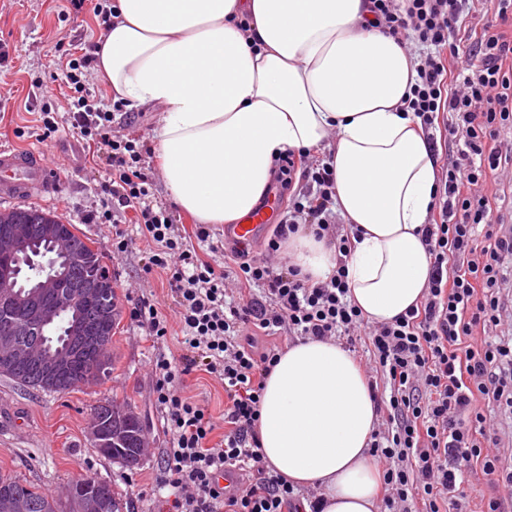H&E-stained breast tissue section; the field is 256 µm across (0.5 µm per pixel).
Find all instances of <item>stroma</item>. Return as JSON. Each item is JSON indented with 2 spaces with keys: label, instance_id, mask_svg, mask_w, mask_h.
I'll list each match as a JSON object with an SVG mask.
<instances>
[{
  "label": "stroma",
  "instance_id": "stroma-1",
  "mask_svg": "<svg viewBox=\"0 0 512 512\" xmlns=\"http://www.w3.org/2000/svg\"><path fill=\"white\" fill-rule=\"evenodd\" d=\"M104 30L89 4L76 14L67 0H0V98L7 101L0 117V145L41 149L57 168L56 192L33 200L32 205L76 225L102 251L120 307L112 339L116 365L109 377L59 394L0 376V473L16 476L53 497L65 496L73 481L100 478L121 492L123 512H158L156 476L168 436L154 401L152 361L162 351L179 353L180 338L172 335L164 344H153L131 319L130 310L141 295L168 315L175 305L165 274L144 273L149 246L137 236L135 225L126 227L135 236L132 247L115 258L109 251L111 226L83 223L85 211L98 204V188L108 173L105 164L92 160L69 131L68 89L59 79L65 64L95 45ZM36 82L48 85L50 95L34 96ZM43 112L54 113L59 130L52 140L41 143L29 132ZM158 120L156 110L126 106L114 111L112 128L118 135L135 132L149 144ZM185 391L207 407L215 425L211 440L219 442L224 435L223 383L197 371L187 376ZM116 395L128 397L144 420V455L132 468L103 457L90 438L94 407L111 402Z\"/></svg>",
  "mask_w": 512,
  "mask_h": 512
}]
</instances>
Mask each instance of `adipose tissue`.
Listing matches in <instances>:
<instances>
[{"instance_id": "adipose-tissue-1", "label": "adipose tissue", "mask_w": 512, "mask_h": 512, "mask_svg": "<svg viewBox=\"0 0 512 512\" xmlns=\"http://www.w3.org/2000/svg\"><path fill=\"white\" fill-rule=\"evenodd\" d=\"M113 10L96 75L115 99L159 110L154 150L179 209L200 224L238 223L269 192L276 157L314 152L332 165L335 210L358 234L349 299L379 322L419 305L431 272L419 230L438 172L404 109L414 61L363 27L368 0H114ZM281 251L315 282L336 267L333 247L304 229ZM377 423L366 375L339 344L290 343L265 379L266 461L317 489L321 512H377Z\"/></svg>"}]
</instances>
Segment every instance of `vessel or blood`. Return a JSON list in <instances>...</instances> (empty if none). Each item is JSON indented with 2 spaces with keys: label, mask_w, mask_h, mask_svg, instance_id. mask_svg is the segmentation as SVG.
<instances>
[{
  "label": "vessel or blood",
  "mask_w": 512,
  "mask_h": 512,
  "mask_svg": "<svg viewBox=\"0 0 512 512\" xmlns=\"http://www.w3.org/2000/svg\"><path fill=\"white\" fill-rule=\"evenodd\" d=\"M58 184L56 173L35 149L0 147V199H37L50 194ZM279 206L278 194H270L265 205L239 224L224 227L226 239L258 246L261 231L271 224Z\"/></svg>",
  "instance_id": "b4317fda"
}]
</instances>
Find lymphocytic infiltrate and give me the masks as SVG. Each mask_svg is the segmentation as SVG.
<instances>
[{
    "label": "lymphocytic infiltrate",
    "instance_id": "1",
    "mask_svg": "<svg viewBox=\"0 0 512 512\" xmlns=\"http://www.w3.org/2000/svg\"><path fill=\"white\" fill-rule=\"evenodd\" d=\"M470 0H371L374 23L397 42L417 45V78L407 108L423 134H440L456 151L441 168L431 218L421 228L431 274L419 305L386 322L365 320L347 299L344 258L350 232L333 210L335 178L322 159L301 151L274 161L280 189L294 179L288 213L259 251L234 248L233 260L215 267L196 243L213 238L210 225L186 232L154 199V174L143 164L139 139L112 133V114L84 95L81 78L93 51L69 60L64 80L72 129L104 159L101 207L88 224L112 227V253L128 252L122 228L138 224L152 247L145 272L161 270L175 298L174 317L150 300L130 311L153 342L172 328L182 333L179 355L159 353L152 372L154 398L170 436L156 484L160 512H297L300 490L266 462L257 431L264 381L277 347L257 348L259 336L335 341L363 352L370 395L379 416L371 453L381 471L380 512H468L464 472L477 467L492 495L483 512H506L502 490L512 488V454L502 448L497 419L512 411V334L502 316L512 306L503 268L512 259V223L503 203L512 192V37L483 30L463 42ZM313 229L336 249L333 274L310 282L287 267L281 244L299 229ZM203 370L224 385L226 430L186 396L183 379ZM240 483L227 492L225 471Z\"/></svg>",
    "mask_w": 512,
    "mask_h": 512
}]
</instances>
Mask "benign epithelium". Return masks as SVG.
<instances>
[{"label": "benign epithelium", "mask_w": 512, "mask_h": 512, "mask_svg": "<svg viewBox=\"0 0 512 512\" xmlns=\"http://www.w3.org/2000/svg\"><path fill=\"white\" fill-rule=\"evenodd\" d=\"M47 244L54 249L48 258L50 269L39 274L34 285L39 302L45 304V307L21 320L13 319L1 327L0 351L12 364L34 369L43 385L55 389L57 381L66 376L74 358L92 347L105 348V338L93 320H107L109 313L102 312L94 319L85 312L84 302L99 295L103 284L92 279L77 278L79 268L88 265V257L74 248L72 240L61 228V221H28L0 226V257L21 258L37 251L38 246ZM67 278L75 281L76 286L72 294L62 300L61 281ZM13 284L10 270H0V302L6 309L12 304H22L12 290ZM55 307L73 312L69 328L71 340L58 352L46 354L40 348L24 343L21 336L32 327H41L51 317ZM70 499L73 502L72 512H109L107 495L97 487L74 491Z\"/></svg>", "instance_id": "benign-epithelium-1"}]
</instances>
